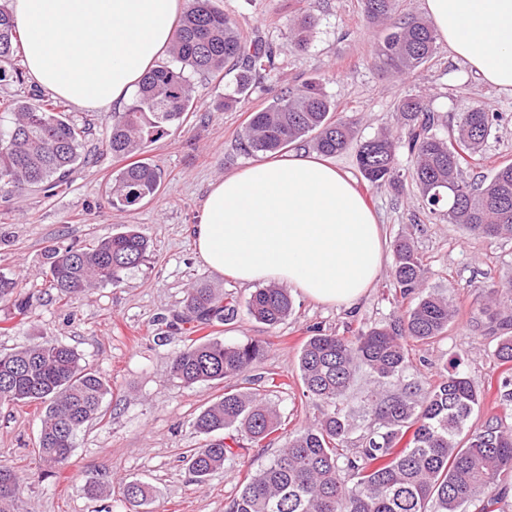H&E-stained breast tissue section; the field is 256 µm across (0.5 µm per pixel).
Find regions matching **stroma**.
Segmentation results:
<instances>
[{
  "label": "stroma",
  "mask_w": 512,
  "mask_h": 512,
  "mask_svg": "<svg viewBox=\"0 0 512 512\" xmlns=\"http://www.w3.org/2000/svg\"><path fill=\"white\" fill-rule=\"evenodd\" d=\"M215 5L247 36L262 39L276 53L283 88H296L312 76L322 78L338 116L353 123L357 140L394 129L398 102L416 95L430 101L442 136L453 132L469 107L499 113L482 156L465 171L467 179L482 180L500 164L512 162V95L481 81L452 58L446 44H438L424 67L398 78L376 63L381 31L368 22L360 0H302V10L317 19L305 52L288 46L293 20L289 0H215ZM195 84L197 98L183 124L146 149V158L162 173L155 197L125 211L108 204L106 189L124 162L102 143L103 113L74 106L68 116L89 133L67 184L51 196L41 190L0 196V273L21 278L31 297L21 315L11 305L0 304V350L43 337L56 340L74 348L110 387L103 400L104 420L79 434L69 464L51 475L36 454L44 405L0 404V462L17 471L23 486L14 512H130L122 487L134 480L156 491L140 512H227L247 469L266 465L276 452L275 447L244 441L240 460L225 464L200 484L193 482L186 461L189 451L203 443L193 428L194 418L223 394L224 387L207 382L186 386L171 377L170 363L186 339L174 316L195 282L208 283L241 305L254 291L204 265L190 228L210 184L253 162V155L239 150L238 139L250 113L270 99L263 81L231 105L225 102L233 94L231 77L199 78ZM333 162L355 179L387 240L413 239L429 269L428 288L447 295L457 309L447 333L429 343H408L409 366L400 381L384 384V392L409 383L434 384L456 370L483 395L468 421L472 429H481L493 417L512 415V406L499 397L501 381L512 371L494 354L501 337L512 336V306L500 311L487 298L489 288L512 283V238L477 237L461 225L434 217L415 185L401 193L370 186L361 177L354 150ZM128 227L145 234L152 247L119 286L97 287L72 301L46 287L47 247L85 248ZM291 298L293 311L278 325L260 323L241 308L233 320L201 330L227 342L265 345L259 371L284 384L271 399L288 433L318 414L303 395L298 369L311 329L349 336L388 323L407 307L397 300L386 271L349 310L320 304L297 291ZM373 384L367 372H359L344 404L353 424L342 446L346 456L362 448L369 431L372 420L361 396ZM94 482L105 489L98 501L86 493Z\"/></svg>",
  "instance_id": "obj_1"
}]
</instances>
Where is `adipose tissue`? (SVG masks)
Masks as SVG:
<instances>
[{
	"instance_id": "ef3b65f1",
	"label": "adipose tissue",
	"mask_w": 512,
	"mask_h": 512,
	"mask_svg": "<svg viewBox=\"0 0 512 512\" xmlns=\"http://www.w3.org/2000/svg\"><path fill=\"white\" fill-rule=\"evenodd\" d=\"M450 52L512 94V0H423ZM184 0H10L40 89L90 111L130 101L168 50ZM192 234L200 259L243 284L278 283L356 306L385 261L378 219L350 174L307 150L215 181Z\"/></svg>"
}]
</instances>
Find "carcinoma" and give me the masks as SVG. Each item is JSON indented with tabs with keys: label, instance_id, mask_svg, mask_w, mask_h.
I'll return each instance as SVG.
<instances>
[{
	"label": "carcinoma",
	"instance_id": "cac0c4a2",
	"mask_svg": "<svg viewBox=\"0 0 512 512\" xmlns=\"http://www.w3.org/2000/svg\"><path fill=\"white\" fill-rule=\"evenodd\" d=\"M366 16L385 28L375 57L384 71L407 76L429 62L437 37L422 18L403 13L400 0H362ZM315 18L294 20L290 47L306 51ZM20 32L10 11L0 4V65L12 64ZM235 73L236 94L248 92L255 78L278 82L280 68L263 42L245 37L236 22L215 8L212 0H187L179 16L168 60L146 73L132 103L114 112L105 126V147L118 158H135L145 145L182 122L196 99L195 74ZM10 125L0 128V192L28 188L53 191L67 183L81 158L86 129L74 124L61 105L39 98L12 100ZM336 103L323 83L312 78L300 88L279 92L251 114L239 148L248 154H278L310 137L318 153L334 157L355 140L352 123L336 116ZM398 135L382 132L360 143L356 165L371 186L401 192L411 180L428 212L460 224L485 239L512 236V163L502 164L481 186L463 177V169L483 149L499 115L480 107L462 114L451 138L438 136L434 109L426 100L406 96L395 109ZM412 160L408 174L400 172L398 148ZM160 170L135 159L119 171L109 187L110 205L119 210L153 196ZM390 275L401 298H414L403 315L387 324L336 336L316 330L299 356L303 395L319 415L303 429L288 434L265 466L250 472L227 512H467L479 501L482 512H496L501 478L512 475V425L500 418L481 430L468 420L480 393L463 374L454 371L440 382L405 388L385 396L365 391L364 405L373 419L359 454L340 459L338 448L349 435L346 400L360 368L379 384L402 376L408 367L409 340L426 342L448 331L455 308L447 297L426 288L428 269L413 241L395 240ZM150 252V241L135 229L103 237L90 248L45 251L44 275L50 287L77 299L97 286H117L125 271L137 267ZM20 279L0 274V303L21 312L29 298ZM292 299L287 289L269 284L246 301L247 313L274 326L288 317ZM238 303L197 283L188 289L184 309L176 314L182 325H209L234 319ZM257 341L226 343L213 338L188 339L172 359L170 375L191 386L223 381L254 370L264 357ZM109 387L96 370L83 364L72 348L43 338L26 347L0 350V402L40 403L46 410L37 441L39 462L50 472L66 466L78 434L103 420L102 403ZM204 444L192 450L188 468L194 481L240 456L241 436L259 444L280 440L279 411L267 389L243 387L203 409L193 422ZM22 482L16 471L0 463V512H11ZM122 494L136 507L153 496L141 481L125 484Z\"/></svg>",
	"mask_w": 512,
	"mask_h": 512
}]
</instances>
